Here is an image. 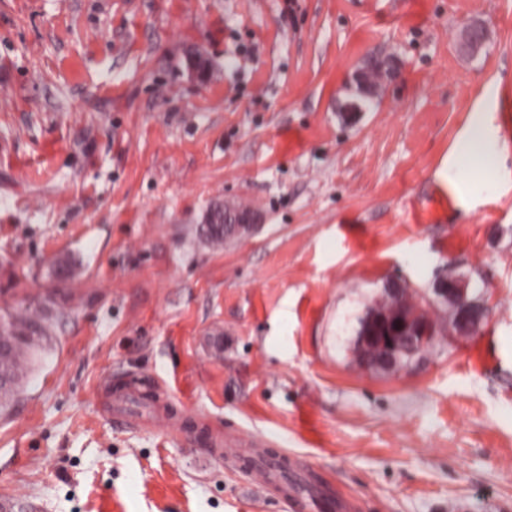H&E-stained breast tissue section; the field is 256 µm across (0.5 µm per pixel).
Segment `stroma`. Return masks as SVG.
<instances>
[{"label": "stroma", "instance_id": "obj_1", "mask_svg": "<svg viewBox=\"0 0 512 512\" xmlns=\"http://www.w3.org/2000/svg\"><path fill=\"white\" fill-rule=\"evenodd\" d=\"M373 57L399 74L346 111ZM479 115L496 169L446 182ZM229 200L261 221L211 247ZM452 269L479 331L437 306L419 362L361 365L387 282ZM47 307L0 512H297L229 435L317 469L316 506L512 512V0H0V312ZM120 384L159 424L112 412ZM224 445L227 447L224 448V458L233 461L239 470L254 475L264 488L280 484L288 486V482L283 478V468L278 458H272V461L266 464L263 474L253 473L251 470L257 456L256 448L252 449L229 440H225Z\"/></svg>", "mask_w": 512, "mask_h": 512}]
</instances>
